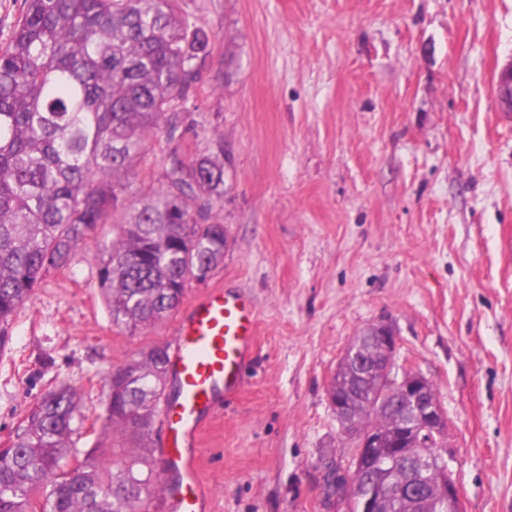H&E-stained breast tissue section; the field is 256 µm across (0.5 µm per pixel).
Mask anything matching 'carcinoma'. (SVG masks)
I'll return each instance as SVG.
<instances>
[{"instance_id":"carcinoma-1","label":"carcinoma","mask_w":512,"mask_h":512,"mask_svg":"<svg viewBox=\"0 0 512 512\" xmlns=\"http://www.w3.org/2000/svg\"><path fill=\"white\" fill-rule=\"evenodd\" d=\"M210 63V38L180 0H24L0 47V349L4 325L102 224L116 232L100 290L112 324L132 333L162 322L224 260L222 141L189 162L172 156L144 197L124 179L152 134H175ZM167 382L163 347L113 370L98 419L133 452L97 444L76 469L83 398L46 393L0 454V512H147L162 489L147 439ZM375 390L372 378L355 384L352 416L390 441L396 416L368 409Z\"/></svg>"}]
</instances>
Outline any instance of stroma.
Wrapping results in <instances>:
<instances>
[{
    "instance_id": "35a3bbf8",
    "label": "stroma",
    "mask_w": 512,
    "mask_h": 512,
    "mask_svg": "<svg viewBox=\"0 0 512 512\" xmlns=\"http://www.w3.org/2000/svg\"><path fill=\"white\" fill-rule=\"evenodd\" d=\"M214 53L174 136L150 140L130 194L171 155L224 143V261L206 288L247 294L248 383L201 436L213 512H344L321 487L352 453L327 389L370 325L434 385L463 512H512V0H182ZM104 225L51 270L0 352V448L49 390L102 409L118 365L170 346L178 315L115 327ZM494 94L499 110L512 115V59L497 72Z\"/></svg>"
}]
</instances>
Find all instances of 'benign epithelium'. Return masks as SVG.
I'll return each mask as SVG.
<instances>
[{"label":"benign epithelium","instance_id":"obj_1","mask_svg":"<svg viewBox=\"0 0 512 512\" xmlns=\"http://www.w3.org/2000/svg\"><path fill=\"white\" fill-rule=\"evenodd\" d=\"M494 94L499 110L512 115V59L497 72ZM397 345L395 330L381 321L366 328L341 357V364L347 367L380 376L382 386L371 398L370 406L376 411H397L396 440L392 447H383L375 432L349 422L339 398L328 395L354 449L349 466L333 463L327 467L325 478H336L339 495L364 492V512H381L393 497L390 472L404 467L408 449L419 448L421 453L412 467V477L404 485L407 495L442 504L448 512H461L459 489L449 468H444L445 477L438 486L426 484L427 472L435 459L447 454L448 417L441 404L428 402L429 380L415 369L396 364Z\"/></svg>","mask_w":512,"mask_h":512}]
</instances>
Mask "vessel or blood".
Listing matches in <instances>:
<instances>
[{
    "instance_id": "b4317fda",
    "label": "vessel or blood",
    "mask_w": 512,
    "mask_h": 512,
    "mask_svg": "<svg viewBox=\"0 0 512 512\" xmlns=\"http://www.w3.org/2000/svg\"><path fill=\"white\" fill-rule=\"evenodd\" d=\"M257 310L243 293L212 288L180 318L169 351L176 390L160 411L167 440L158 450L166 472V512H212V497L198 469L199 438L223 397L240 392L255 347Z\"/></svg>"
}]
</instances>
